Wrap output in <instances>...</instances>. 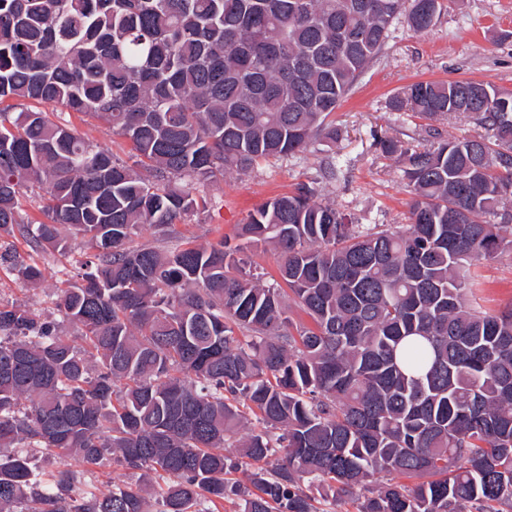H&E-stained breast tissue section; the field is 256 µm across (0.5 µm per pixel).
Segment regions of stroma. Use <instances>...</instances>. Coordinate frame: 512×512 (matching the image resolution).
<instances>
[{
	"mask_svg": "<svg viewBox=\"0 0 512 512\" xmlns=\"http://www.w3.org/2000/svg\"><path fill=\"white\" fill-rule=\"evenodd\" d=\"M433 27L417 34L406 23L395 25L383 51L352 88L332 121L335 141H322L296 157L259 161L246 175H232L206 187L204 213L175 224L174 235L198 243L234 239L235 227L271 198L291 192L301 182H318L324 198L356 224H404L413 194L403 176L404 164L379 150L376 139L390 136L402 144H427L435 137L481 134L477 122L464 115L429 120L410 112H393L389 100L417 81L469 79L512 94V0H444ZM56 122L75 127L98 146L127 157L130 144L101 123L86 124L76 114L48 106ZM17 256L36 260L44 272L38 287L23 286L0 271V299L26 304L42 316L56 317V292L76 280L84 247L69 239L65 255L36 256L22 239H12ZM483 282L477 293L482 309L492 311L512 302V247L482 262ZM123 467L104 458L84 470L76 496H103L130 482Z\"/></svg>",
	"mask_w": 512,
	"mask_h": 512,
	"instance_id": "obj_1",
	"label": "stroma"
}]
</instances>
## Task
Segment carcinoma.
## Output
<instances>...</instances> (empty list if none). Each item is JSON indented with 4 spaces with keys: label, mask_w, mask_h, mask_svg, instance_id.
Wrapping results in <instances>:
<instances>
[{
    "label": "carcinoma",
    "mask_w": 512,
    "mask_h": 512,
    "mask_svg": "<svg viewBox=\"0 0 512 512\" xmlns=\"http://www.w3.org/2000/svg\"><path fill=\"white\" fill-rule=\"evenodd\" d=\"M443 8L0 0V238L63 253L65 228L86 246L61 319L0 301V512H326L347 492L357 512H512V303L470 302L472 266L512 247V95L454 80L393 97V112L468 113L492 139L379 138L405 164L407 224H353L312 182L272 198L236 237L273 247L278 281L222 239L130 246L206 209L193 186L336 139L327 119L391 28L423 33ZM40 103L105 122L133 163ZM34 187L45 222L21 215ZM0 265L42 276L5 251ZM107 454L132 482L74 497L68 460Z\"/></svg>",
    "instance_id": "obj_1"
}]
</instances>
